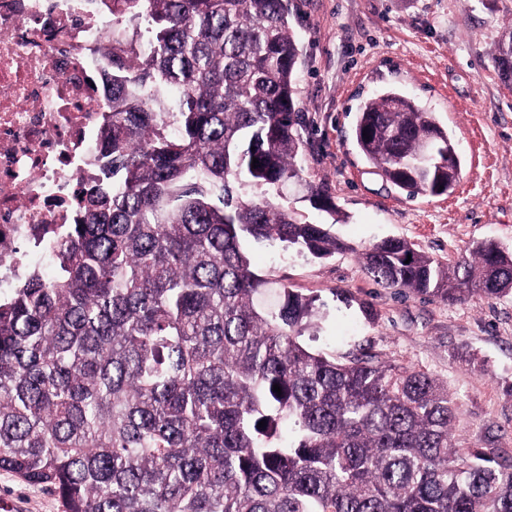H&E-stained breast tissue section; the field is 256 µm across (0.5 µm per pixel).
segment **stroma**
I'll return each mask as SVG.
<instances>
[{"label": "stroma", "mask_w": 512, "mask_h": 512, "mask_svg": "<svg viewBox=\"0 0 512 512\" xmlns=\"http://www.w3.org/2000/svg\"><path fill=\"white\" fill-rule=\"evenodd\" d=\"M298 69L301 158L307 184L322 187L335 214L314 209L304 187L288 202L304 220L330 225L348 251L317 260L250 242L253 267L275 281L262 298L275 307L278 284L317 296L306 342L339 360L365 350L442 381L458 413L457 446L493 443L512 456V294L443 302L377 284L359 253L401 238L438 261L481 242L512 252V91L491 54L512 25V0H292ZM396 87L418 97L455 137L461 174L443 195L408 196L375 173L353 142L360 101ZM25 512H64L52 490L0 471V495Z\"/></svg>", "instance_id": "1"}]
</instances>
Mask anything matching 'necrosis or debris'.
<instances>
[{
    "label": "necrosis or debris",
    "instance_id": "necrosis-or-debris-1",
    "mask_svg": "<svg viewBox=\"0 0 512 512\" xmlns=\"http://www.w3.org/2000/svg\"><path fill=\"white\" fill-rule=\"evenodd\" d=\"M112 29L95 0H0V291L62 225L107 100L96 81Z\"/></svg>",
    "mask_w": 512,
    "mask_h": 512
}]
</instances>
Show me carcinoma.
<instances>
[{"instance_id": "1", "label": "carcinoma", "mask_w": 512, "mask_h": 512, "mask_svg": "<svg viewBox=\"0 0 512 512\" xmlns=\"http://www.w3.org/2000/svg\"><path fill=\"white\" fill-rule=\"evenodd\" d=\"M102 4L97 178L51 241L52 274L0 299V470L66 512H512V458L456 446L447 386L371 353L311 351L312 296L282 285L276 308L260 303L272 281L245 242L346 249L246 193L303 181L290 0ZM429 139L454 137L415 97L359 106L360 155L413 196L459 179L440 154L418 161ZM360 259L387 288L512 293V253L493 242L442 263L386 238Z\"/></svg>"}]
</instances>
